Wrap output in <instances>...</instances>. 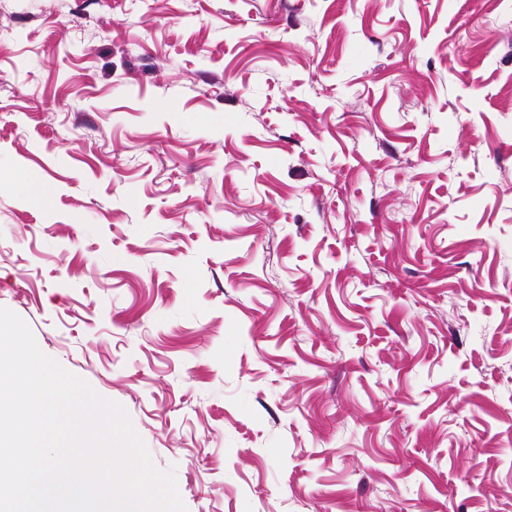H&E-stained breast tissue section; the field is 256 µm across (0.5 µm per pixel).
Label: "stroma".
I'll list each match as a JSON object with an SVG mask.
<instances>
[{
  "label": "stroma",
  "mask_w": 512,
  "mask_h": 512,
  "mask_svg": "<svg viewBox=\"0 0 512 512\" xmlns=\"http://www.w3.org/2000/svg\"><path fill=\"white\" fill-rule=\"evenodd\" d=\"M0 306L189 512H512V0H0Z\"/></svg>",
  "instance_id": "1"
}]
</instances>
